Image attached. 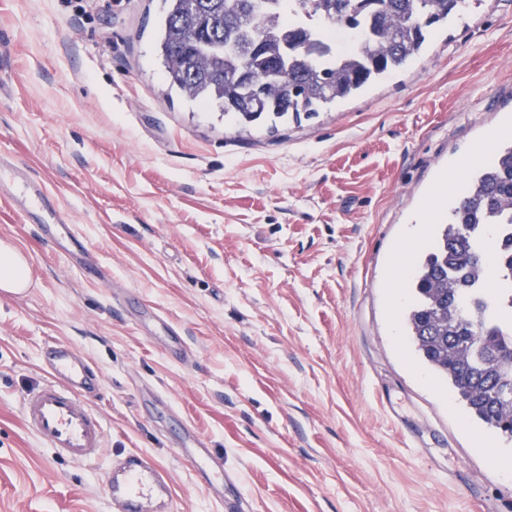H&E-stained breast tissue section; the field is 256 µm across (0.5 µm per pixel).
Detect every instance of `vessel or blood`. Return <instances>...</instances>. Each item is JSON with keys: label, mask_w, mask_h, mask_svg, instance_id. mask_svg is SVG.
Returning a JSON list of instances; mask_svg holds the SVG:
<instances>
[{"label": "vessel or blood", "mask_w": 512, "mask_h": 512, "mask_svg": "<svg viewBox=\"0 0 512 512\" xmlns=\"http://www.w3.org/2000/svg\"><path fill=\"white\" fill-rule=\"evenodd\" d=\"M41 363L46 379L22 401L25 427L63 457L97 459L104 448L105 422L91 408L88 397L99 389V369L78 347L57 340L46 343ZM182 451L194 458L200 474L227 485L224 512H246L248 503L239 475L225 471L221 452L207 447L193 432ZM173 488L169 469L144 452L132 451L114 459L107 478L112 512H151L155 504L166 512L173 501Z\"/></svg>", "instance_id": "1"}]
</instances>
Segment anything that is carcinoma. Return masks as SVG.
I'll return each mask as SVG.
<instances>
[{"label": "carcinoma", "instance_id": "1", "mask_svg": "<svg viewBox=\"0 0 512 512\" xmlns=\"http://www.w3.org/2000/svg\"><path fill=\"white\" fill-rule=\"evenodd\" d=\"M469 0H164L169 84L242 127L312 118L408 65ZM512 143L466 180L414 265L405 322L414 352L469 413L512 437Z\"/></svg>", "mask_w": 512, "mask_h": 512}]
</instances>
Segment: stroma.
<instances>
[{"mask_svg":"<svg viewBox=\"0 0 512 512\" xmlns=\"http://www.w3.org/2000/svg\"><path fill=\"white\" fill-rule=\"evenodd\" d=\"M162 0H0V512H112L108 465L171 472V512H224L186 426L240 472L250 512H512V442L470 417L411 350L395 269L426 207L512 127V0H482L405 70L301 125L240 129L169 94ZM47 187L105 268L44 246ZM186 343L168 357L155 332ZM98 366L95 462L27 431L44 345ZM1 278V284L5 288H16V282H13V280L27 278L25 266L15 253L10 251L1 252L0 279Z\"/></svg>","mask_w":512,"mask_h":512,"instance_id":"35a3bbf8","label":"stroma"}]
</instances>
